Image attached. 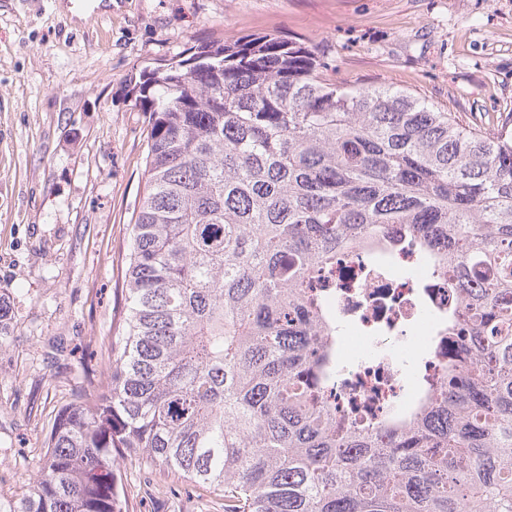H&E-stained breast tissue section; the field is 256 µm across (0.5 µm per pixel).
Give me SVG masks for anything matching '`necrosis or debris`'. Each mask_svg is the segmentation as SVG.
I'll use <instances>...</instances> for the list:
<instances>
[{
  "mask_svg": "<svg viewBox=\"0 0 512 512\" xmlns=\"http://www.w3.org/2000/svg\"><path fill=\"white\" fill-rule=\"evenodd\" d=\"M383 249V264L371 262L364 248L341 254L305 288L310 305L339 329L336 378L323 396L340 429L407 424L428 405L448 367V339L426 317L458 307L452 272L422 266L399 225L386 226Z\"/></svg>",
  "mask_w": 512,
  "mask_h": 512,
  "instance_id": "obj_1",
  "label": "necrosis or debris"
}]
</instances>
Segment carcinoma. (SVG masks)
Listing matches in <instances>:
<instances>
[{
    "label": "carcinoma",
    "instance_id": "carcinoma-1",
    "mask_svg": "<svg viewBox=\"0 0 512 512\" xmlns=\"http://www.w3.org/2000/svg\"><path fill=\"white\" fill-rule=\"evenodd\" d=\"M324 67L316 45L259 35L135 84L147 193L100 342L110 380L82 368L0 512H127L128 458L224 512H512V136ZM386 224L456 273L445 330L470 336L407 426L338 433L317 391L335 329L304 285Z\"/></svg>",
    "mask_w": 512,
    "mask_h": 512
}]
</instances>
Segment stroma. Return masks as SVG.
<instances>
[{
  "mask_svg": "<svg viewBox=\"0 0 512 512\" xmlns=\"http://www.w3.org/2000/svg\"><path fill=\"white\" fill-rule=\"evenodd\" d=\"M0 0V498L38 474L78 363L118 326L148 117L132 77L229 37L315 44L328 82L386 85L512 134V0ZM128 512H219L214 497L121 461Z\"/></svg>",
  "mask_w": 512,
  "mask_h": 512,
  "instance_id": "stroma-1",
  "label": "stroma"
}]
</instances>
